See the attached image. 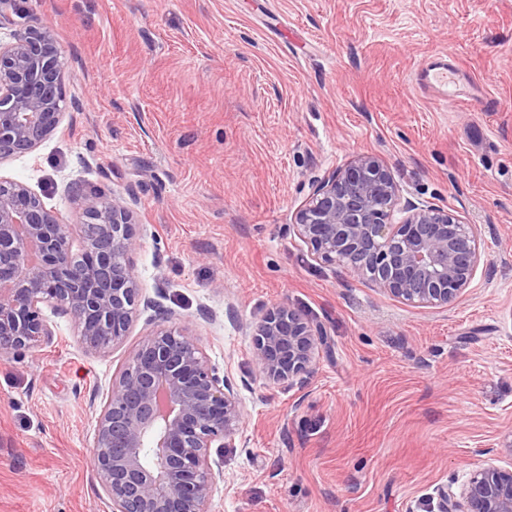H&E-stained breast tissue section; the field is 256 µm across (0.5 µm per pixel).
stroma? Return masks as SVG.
Here are the masks:
<instances>
[{
    "instance_id": "obj_1",
    "label": "stroma",
    "mask_w": 512,
    "mask_h": 512,
    "mask_svg": "<svg viewBox=\"0 0 512 512\" xmlns=\"http://www.w3.org/2000/svg\"><path fill=\"white\" fill-rule=\"evenodd\" d=\"M34 27L62 51L63 118L0 177L67 224L93 188L131 207L143 296L248 412L211 512H428L475 466L512 468V0H21L0 41ZM441 52L471 105L415 87ZM361 153L476 225L463 298L407 305L295 236L314 186ZM281 302L327 336L310 374L273 382L251 327ZM44 313L52 343L0 353V512H112L95 413L151 314L95 354Z\"/></svg>"
}]
</instances>
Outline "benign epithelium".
Wrapping results in <instances>:
<instances>
[{"mask_svg":"<svg viewBox=\"0 0 512 512\" xmlns=\"http://www.w3.org/2000/svg\"><path fill=\"white\" fill-rule=\"evenodd\" d=\"M61 52L53 33L32 29L0 42V162L32 151L63 112ZM92 220L64 224L24 183L0 178V352L53 340L43 306L74 322L82 346L105 353L125 335L141 300L130 260L139 242L128 203L84 194ZM293 230L311 256L340 262L355 278L419 307L442 308L473 287L481 261L473 225L448 208L403 199L389 166L358 154L317 184ZM322 329L286 302L252 330L253 364L279 381L313 369ZM247 416L189 327H157L112 378L90 450L112 512H211L224 449ZM437 512H512V470L469 472L459 492L440 490Z\"/></svg>","mask_w":512,"mask_h":512,"instance_id":"obj_1","label":"benign epithelium"}]
</instances>
